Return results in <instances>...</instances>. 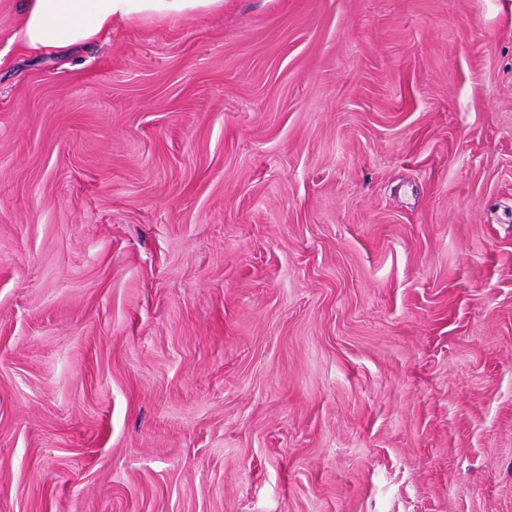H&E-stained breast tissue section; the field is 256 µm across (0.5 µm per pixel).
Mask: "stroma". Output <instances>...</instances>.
I'll use <instances>...</instances> for the list:
<instances>
[{
	"mask_svg": "<svg viewBox=\"0 0 512 512\" xmlns=\"http://www.w3.org/2000/svg\"><path fill=\"white\" fill-rule=\"evenodd\" d=\"M504 2L0 0V512H512ZM224 0H18L13 41L32 53L64 55L135 19L201 16Z\"/></svg>",
	"mask_w": 512,
	"mask_h": 512,
	"instance_id": "1",
	"label": "stroma"
}]
</instances>
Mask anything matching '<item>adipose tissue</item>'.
<instances>
[{
  "label": "adipose tissue",
  "instance_id": "ef3b65f1",
  "mask_svg": "<svg viewBox=\"0 0 512 512\" xmlns=\"http://www.w3.org/2000/svg\"><path fill=\"white\" fill-rule=\"evenodd\" d=\"M224 0H18L13 40L32 53L64 55L135 19L200 16Z\"/></svg>",
  "mask_w": 512,
  "mask_h": 512
}]
</instances>
